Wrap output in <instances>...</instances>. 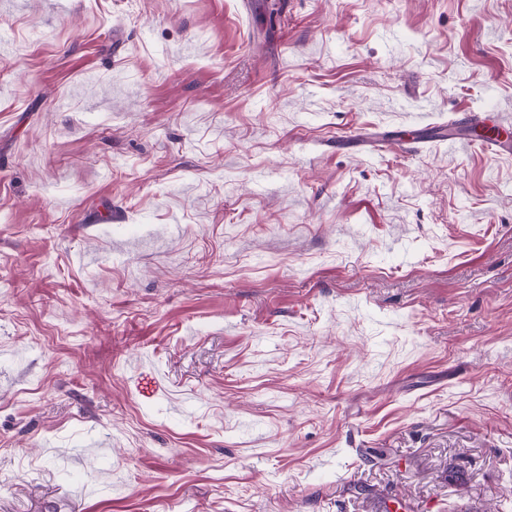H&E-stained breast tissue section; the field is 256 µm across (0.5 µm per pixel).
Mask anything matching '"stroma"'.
Segmentation results:
<instances>
[{
    "label": "stroma",
    "instance_id": "35a3bbf8",
    "mask_svg": "<svg viewBox=\"0 0 512 512\" xmlns=\"http://www.w3.org/2000/svg\"><path fill=\"white\" fill-rule=\"evenodd\" d=\"M0 0V512H512V0ZM410 128V129H405ZM427 125L413 124L411 127L394 128L380 126L371 133H360L350 139L342 140L336 143L337 149H347L355 147L370 148L374 145H398L409 148L412 144L423 139L421 134L430 130Z\"/></svg>",
    "mask_w": 512,
    "mask_h": 512
}]
</instances>
